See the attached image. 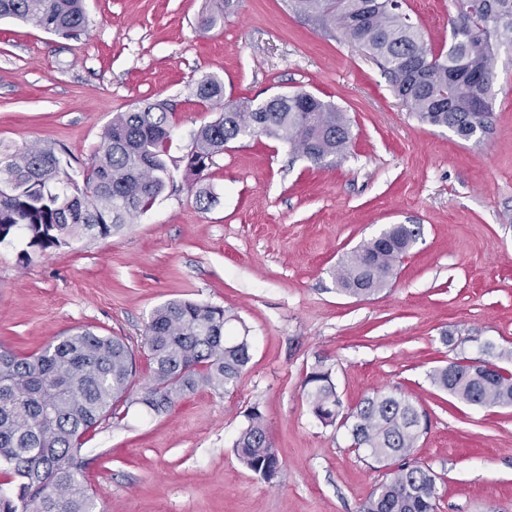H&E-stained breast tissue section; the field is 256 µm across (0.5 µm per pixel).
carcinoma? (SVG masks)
<instances>
[{
	"label": "carcinoma",
	"mask_w": 512,
	"mask_h": 512,
	"mask_svg": "<svg viewBox=\"0 0 512 512\" xmlns=\"http://www.w3.org/2000/svg\"><path fill=\"white\" fill-rule=\"evenodd\" d=\"M295 13L322 27H338L383 63L393 91L416 118L469 141L488 133L495 115L493 57L512 51V0H453V42L435 51L401 0H289ZM16 18L66 39L85 28L83 0H0V19ZM192 96L221 107L217 118L194 132L190 150L169 155L177 103L146 101L121 112L83 169V183L69 173L65 148L0 151V244L17 234L28 245L61 247L82 235L106 237L148 211L172 182L170 166L184 163L200 178L231 142L262 134L288 144L315 165L345 154L352 141L344 113L299 91L274 103L224 102V82L206 75ZM421 235L417 224H393L347 254L335 273L340 290L370 297L385 288L396 263ZM235 319L221 306L173 299L156 307L145 345L152 377L143 395L147 410L167 412L202 386L225 390L250 361L248 336H228ZM137 353L121 336L83 329L37 352L0 349V512H96L84 477V437L130 396ZM439 390L480 406H512V373L492 375L480 359L457 358L430 374ZM306 398L322 424L336 422L341 402L332 370L320 363L306 375ZM353 445L377 463L399 466L364 501L360 512H436V476L410 463L422 434L420 411L405 397L377 393L343 417ZM243 465L265 480L281 462L257 408L234 443Z\"/></svg>",
	"instance_id": "1"
}]
</instances>
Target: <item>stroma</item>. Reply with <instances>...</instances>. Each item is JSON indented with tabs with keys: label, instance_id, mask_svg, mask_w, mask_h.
I'll return each mask as SVG.
<instances>
[{
	"label": "stroma",
	"instance_id": "stroma-1",
	"mask_svg": "<svg viewBox=\"0 0 512 512\" xmlns=\"http://www.w3.org/2000/svg\"><path fill=\"white\" fill-rule=\"evenodd\" d=\"M405 4L434 49L451 44L452 0ZM84 6L77 40L0 21V142L65 146L74 179L113 116L146 100L178 101L170 153L186 154L218 115L191 95L212 74L231 101L314 94L353 134L322 166L263 135L234 141L206 172L209 206L178 170L179 191L119 233L0 246V346L16 353L84 327L124 336L139 393L151 380L146 326L168 300L224 307L232 333L250 338L230 389L199 388L160 415L124 404L87 435L99 512H359L388 470L313 417L304 380L320 363L342 412L379 391L426 412L412 457L436 476L437 512H512V406L458 402L429 378L461 357L512 370L499 356L512 353V53L494 59L492 131L463 141L420 123L375 57L288 0ZM207 16L217 23L204 31ZM392 224L420 225L421 236L384 291L341 292V259ZM254 408L282 463L269 481L234 451Z\"/></svg>",
	"mask_w": 512,
	"mask_h": 512
}]
</instances>
